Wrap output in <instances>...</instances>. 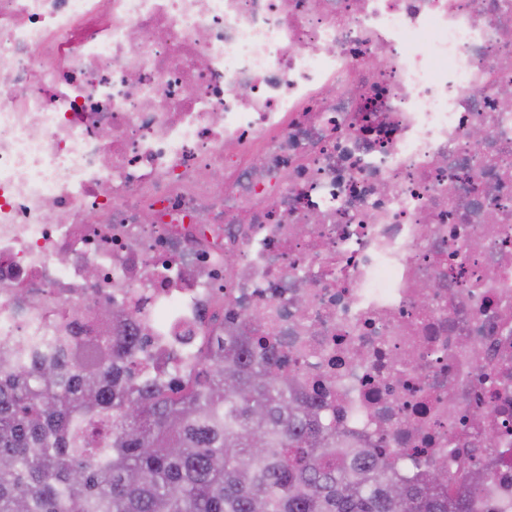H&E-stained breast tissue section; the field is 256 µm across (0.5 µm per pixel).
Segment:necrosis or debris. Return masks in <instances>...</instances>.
Here are the masks:
<instances>
[{"instance_id":"necrosis-or-debris-1","label":"necrosis or debris","mask_w":512,"mask_h":512,"mask_svg":"<svg viewBox=\"0 0 512 512\" xmlns=\"http://www.w3.org/2000/svg\"><path fill=\"white\" fill-rule=\"evenodd\" d=\"M506 88L512 0H0V339L249 337L512 512Z\"/></svg>"}]
</instances>
